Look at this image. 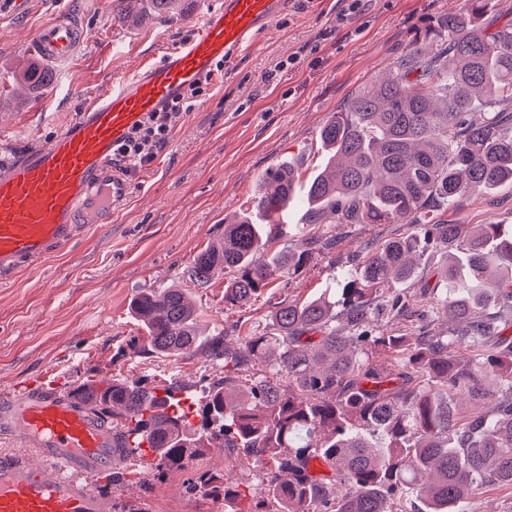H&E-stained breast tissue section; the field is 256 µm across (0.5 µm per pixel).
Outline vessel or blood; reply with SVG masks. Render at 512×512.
<instances>
[{
	"label": "vessel or blood",
	"instance_id": "1",
	"mask_svg": "<svg viewBox=\"0 0 512 512\" xmlns=\"http://www.w3.org/2000/svg\"><path fill=\"white\" fill-rule=\"evenodd\" d=\"M288 0H211L192 36L162 58L113 81L69 128L22 159L0 157V275L41 261L82 224H108L131 185L112 165V149L148 113L185 92L217 61L252 47ZM87 35L61 16L28 42L31 53L61 65ZM0 512H112L99 491L131 464L112 429L57 387L0 391Z\"/></svg>",
	"mask_w": 512,
	"mask_h": 512
}]
</instances>
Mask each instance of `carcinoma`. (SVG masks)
<instances>
[{
    "label": "carcinoma",
    "instance_id": "cac0c4a2",
    "mask_svg": "<svg viewBox=\"0 0 512 512\" xmlns=\"http://www.w3.org/2000/svg\"><path fill=\"white\" fill-rule=\"evenodd\" d=\"M113 2L120 20H170L187 0ZM489 2L465 0V11L428 19L392 74L320 130L330 169L306 185L308 223L416 231L359 257L333 300L274 303L272 331L249 332L235 352L224 330L198 333L183 289L139 292L131 313L144 335L127 340L132 353L203 355L234 370L251 365L256 377L239 392L226 375L189 406L173 397V382L83 381L70 395L110 420L119 447L141 461L150 453L160 477L193 466L217 440L252 457L259 495L194 474L203 493L248 502L225 512H408L415 500L421 512H457L481 486L512 488V234L501 224L434 220L465 196L512 184V10L485 25ZM50 80L36 67L23 75L29 89ZM298 179L287 162L269 169L256 203L267 223L242 213L224 225V238L193 259L189 281L203 287L223 267L224 304L240 308L275 282L287 286L313 250L336 243L321 234L265 257L274 242L267 225ZM438 251L446 290L423 313L399 286L415 273L413 257ZM406 318L422 322L417 332L380 326ZM430 318L448 329L428 335ZM459 347L471 352L465 362L453 355ZM461 393L492 406L462 422Z\"/></svg>",
    "mask_w": 512,
    "mask_h": 512
}]
</instances>
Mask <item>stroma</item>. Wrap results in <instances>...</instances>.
I'll return each instance as SVG.
<instances>
[{
  "label": "stroma",
  "mask_w": 512,
  "mask_h": 512,
  "mask_svg": "<svg viewBox=\"0 0 512 512\" xmlns=\"http://www.w3.org/2000/svg\"><path fill=\"white\" fill-rule=\"evenodd\" d=\"M463 0H364L338 21L339 0H290L272 31L225 64L208 95L174 124L167 147L131 182V195L108 224L81 225L64 248L36 266L0 276V390L51 373L64 390L87 378L181 384L188 397L223 378V364L192 358H143L126 352L142 330L129 312L145 289L184 288L206 331L224 330L229 349L245 331L271 323L274 302L302 303L329 292L353 267L352 256L413 232L410 224H336V244L313 252L287 287H272L249 305L224 306L222 269L207 287L186 270L224 235V222L254 213L262 176L288 161L301 180L328 160L320 130L347 98L392 69L425 19L461 9ZM198 0L171 22L129 25L101 0H0V154L19 158L72 124L91 96L115 78L158 61L191 35ZM66 14L87 33L78 56L53 68L49 85L29 92L23 73L38 60L26 41ZM451 224L512 225V185L469 196L448 209ZM199 466L230 486L255 482L251 458L214 448ZM192 470L158 478L144 462L113 485L116 512H224V502L191 491Z\"/></svg>",
  "instance_id": "obj_1"
}]
</instances>
